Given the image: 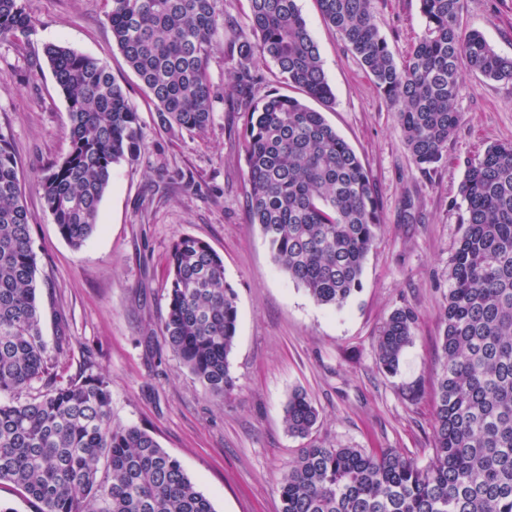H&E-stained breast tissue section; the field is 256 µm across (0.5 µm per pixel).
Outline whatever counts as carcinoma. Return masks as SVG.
<instances>
[{"label":"carcinoma","mask_w":512,"mask_h":512,"mask_svg":"<svg viewBox=\"0 0 512 512\" xmlns=\"http://www.w3.org/2000/svg\"><path fill=\"white\" fill-rule=\"evenodd\" d=\"M326 27L358 58L394 110L420 170L442 162L461 121L469 72L512 83V58L462 27V0H420L424 28L399 64L380 34L375 0H316ZM112 40L151 95L165 129L204 133L213 120L207 76L224 27L215 0H107ZM35 20L24 0H0V41ZM249 34L229 46L246 61L238 92L251 100L247 62L272 61L289 87L325 105L333 93L297 0H250ZM68 103L71 147L42 172L45 207L58 234L81 248L98 226L113 166L146 150L138 112L99 59L44 48ZM249 223L275 266L319 305L343 307L361 288L381 229L368 173L323 113L272 92L250 105L243 131ZM466 202L451 257L438 346L434 446L420 466L392 449L335 447L311 438L319 411L297 391L288 433L305 440L280 482V512H512V143L488 146L460 185ZM164 344L208 394L224 399L238 323L224 261L202 239L182 236L168 256ZM37 259L20 166L0 130V483L39 512H215L181 463L144 429L112 420L102 377L65 379L44 339ZM418 316L400 307L375 342L381 371L396 376ZM40 385L24 401L22 392Z\"/></svg>","instance_id":"carcinoma-1"}]
</instances>
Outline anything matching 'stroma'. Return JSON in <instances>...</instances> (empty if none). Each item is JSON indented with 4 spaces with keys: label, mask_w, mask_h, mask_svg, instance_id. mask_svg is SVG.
I'll return each mask as SVG.
<instances>
[{
    "label": "stroma",
    "mask_w": 512,
    "mask_h": 512,
    "mask_svg": "<svg viewBox=\"0 0 512 512\" xmlns=\"http://www.w3.org/2000/svg\"><path fill=\"white\" fill-rule=\"evenodd\" d=\"M34 31L0 43V130L10 136L31 213L43 335L64 377H104L112 417L148 431L177 458L215 512H279V483L302 446L284 408L305 391L318 408L315 439L350 448H396L425 465L434 443L437 352L450 260L461 235L459 193L468 165L495 143L512 142V83L466 76L461 123L445 160L419 170L394 112L350 48L324 24L316 0L297 5L318 44L334 101L327 122L366 169L381 230L362 287L339 309L317 305L274 265L249 223L243 128L236 91L239 58L226 45L246 32L249 0H216L233 19L214 38L207 74L216 101L206 133L163 129L157 110L112 40L106 0H25ZM376 20L396 60L421 34L420 0H376ZM463 25L512 57V0H464ZM58 44L99 58L135 104L145 154L121 162L99 206L98 227L80 249L63 240L45 210L37 173L70 149L67 102L43 57ZM203 239L223 258L238 294L230 356L236 380L219 400L166 349L167 255L178 238ZM418 328L397 376L377 366L379 329L399 307ZM416 384L421 396L402 397Z\"/></svg>",
    "instance_id": "1"
}]
</instances>
